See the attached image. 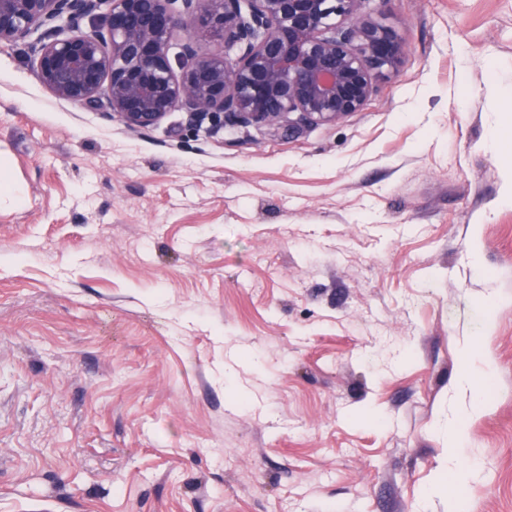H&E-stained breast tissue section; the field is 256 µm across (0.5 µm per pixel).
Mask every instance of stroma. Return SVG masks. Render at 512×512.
Wrapping results in <instances>:
<instances>
[{
	"label": "stroma",
	"instance_id": "obj_1",
	"mask_svg": "<svg viewBox=\"0 0 512 512\" xmlns=\"http://www.w3.org/2000/svg\"><path fill=\"white\" fill-rule=\"evenodd\" d=\"M384 21L296 133L131 132L0 46V512H512V0Z\"/></svg>",
	"mask_w": 512,
	"mask_h": 512
}]
</instances>
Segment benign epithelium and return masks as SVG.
I'll list each match as a JSON object with an SVG mask.
<instances>
[{
	"instance_id": "7a95c632",
	"label": "benign epithelium",
	"mask_w": 512,
	"mask_h": 512,
	"mask_svg": "<svg viewBox=\"0 0 512 512\" xmlns=\"http://www.w3.org/2000/svg\"><path fill=\"white\" fill-rule=\"evenodd\" d=\"M367 0H0V45L28 43L57 98L141 132L186 126L290 129L363 110L403 55ZM188 24L180 51L176 28ZM224 52L201 57L196 40Z\"/></svg>"
}]
</instances>
